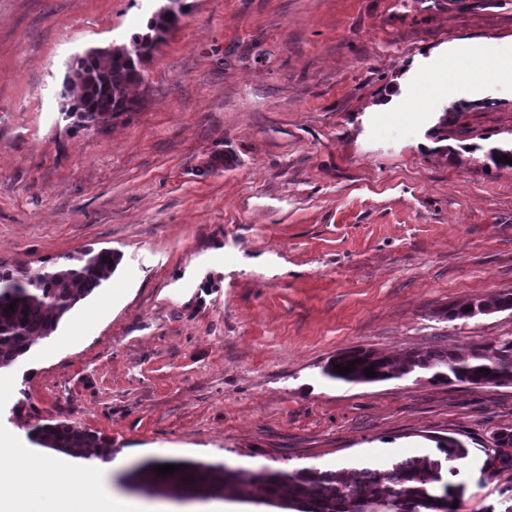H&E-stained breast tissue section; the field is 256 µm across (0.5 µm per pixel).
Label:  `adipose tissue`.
Returning a JSON list of instances; mask_svg holds the SVG:
<instances>
[{
	"mask_svg": "<svg viewBox=\"0 0 512 512\" xmlns=\"http://www.w3.org/2000/svg\"><path fill=\"white\" fill-rule=\"evenodd\" d=\"M0 512H179L171 502L116 493L93 466L72 471L56 457L36 458L27 449L0 447Z\"/></svg>",
	"mask_w": 512,
	"mask_h": 512,
	"instance_id": "obj_1",
	"label": "adipose tissue"
}]
</instances>
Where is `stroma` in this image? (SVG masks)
<instances>
[{"instance_id": "stroma-1", "label": "stroma", "mask_w": 512, "mask_h": 512, "mask_svg": "<svg viewBox=\"0 0 512 512\" xmlns=\"http://www.w3.org/2000/svg\"><path fill=\"white\" fill-rule=\"evenodd\" d=\"M139 104L67 132L68 63L144 32L154 0H0V261L84 247L122 261L56 333L0 371V438L76 423L148 460L290 472L438 457L462 512H499L512 386L324 377L360 347L512 339V83L423 99L458 53L512 46V0H185ZM451 108L448 138L429 137ZM232 167L207 171L212 154ZM479 308L481 305L485 306H498L501 304H510L512 310V291L501 292L494 299L486 300L482 298H474L470 301L463 302L460 304L450 305L448 307V311L446 312L448 316V320H463V319H472L474 318L471 315V312H465V308L474 307V304Z\"/></svg>"}]
</instances>
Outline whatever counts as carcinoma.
I'll return each mask as SVG.
<instances>
[{"label":"carcinoma","instance_id":"carcinoma-1","mask_svg":"<svg viewBox=\"0 0 512 512\" xmlns=\"http://www.w3.org/2000/svg\"><path fill=\"white\" fill-rule=\"evenodd\" d=\"M182 0L156 11L147 21V33H134L153 50L178 24L185 13ZM144 61L127 53L122 44L91 49L76 58L63 82L61 98L74 109L70 113L75 132L98 129L135 111L132 87L143 82ZM122 255L112 249L82 248L62 256V262L47 267L28 262H0V370L13 365L39 341L53 336L61 320L78 304L101 288L116 271ZM15 303V311L9 304ZM512 305V291L494 299L474 298L448 307V320L472 318L474 306ZM357 364L346 375L334 366ZM372 366L377 375L366 376ZM415 371L427 372L443 384H467L476 388L512 385V339L474 344L461 353L447 345H430L407 351L400 358L372 350H345L326 361L322 373L337 382L363 384L400 379ZM28 438L35 444L61 450L75 458L112 459V442L74 423L38 422L28 425ZM444 460L428 456L402 459L389 467L361 466L320 470L313 467L291 473L265 469L254 478H243L222 465L184 463L185 469L161 476L149 461L131 478L170 492L192 489L205 494L224 493L249 499L255 488L263 490L265 503L292 512H460L452 507L456 495L442 480V462L458 459L448 450Z\"/></svg>","mask_w":512,"mask_h":512}]
</instances>
